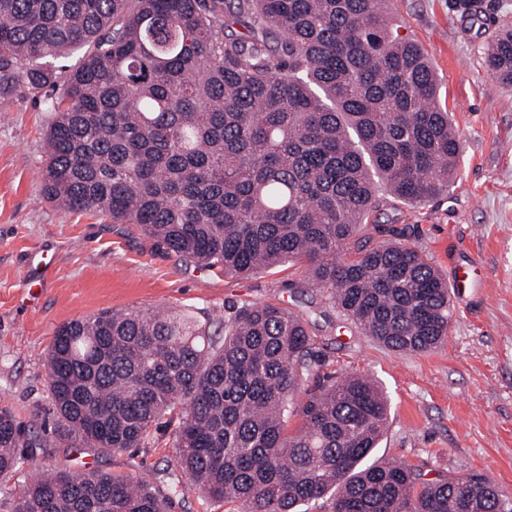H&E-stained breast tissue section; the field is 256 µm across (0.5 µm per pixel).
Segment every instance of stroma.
Masks as SVG:
<instances>
[{
	"label": "stroma",
	"instance_id": "obj_1",
	"mask_svg": "<svg viewBox=\"0 0 512 512\" xmlns=\"http://www.w3.org/2000/svg\"><path fill=\"white\" fill-rule=\"evenodd\" d=\"M478 22L463 0H390L404 36L430 58L440 101L453 115L460 152L448 194L412 206L383 195L373 221L410 236L450 284L447 342L401 355L365 336L339 311L316 336L314 379H373L387 392L390 419L379 455L423 479L481 474L512 491V86L489 71L484 48L512 23V0H482ZM46 112L28 99L0 103V407L33 427L48 420L46 357L61 323L104 308L166 307L216 319L231 305L276 300L322 322L317 289L283 265L224 275L158 249L132 224L58 208L41 194ZM44 252V286L25 291L30 256ZM466 287H456L459 270ZM174 432L154 433L133 451L71 449L73 469L151 480L174 452Z\"/></svg>",
	"mask_w": 512,
	"mask_h": 512
}]
</instances>
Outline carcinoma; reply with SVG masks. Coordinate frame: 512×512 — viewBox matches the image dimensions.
Instances as JSON below:
<instances>
[{
    "instance_id": "1",
    "label": "carcinoma",
    "mask_w": 512,
    "mask_h": 512,
    "mask_svg": "<svg viewBox=\"0 0 512 512\" xmlns=\"http://www.w3.org/2000/svg\"><path fill=\"white\" fill-rule=\"evenodd\" d=\"M388 2L0 0V100L48 113L46 199L226 276L301 264L365 335L427 352L448 338V283L370 217L378 182L403 202L447 192L460 144ZM484 54L512 84V26ZM315 345L271 302L223 322L104 309L62 323L51 434L1 407L0 475L52 445L126 452L173 424L175 453L153 482L40 466L8 512H168L188 491L241 512H512L482 475L425 481L377 457L388 396L359 376L301 390Z\"/></svg>"
}]
</instances>
